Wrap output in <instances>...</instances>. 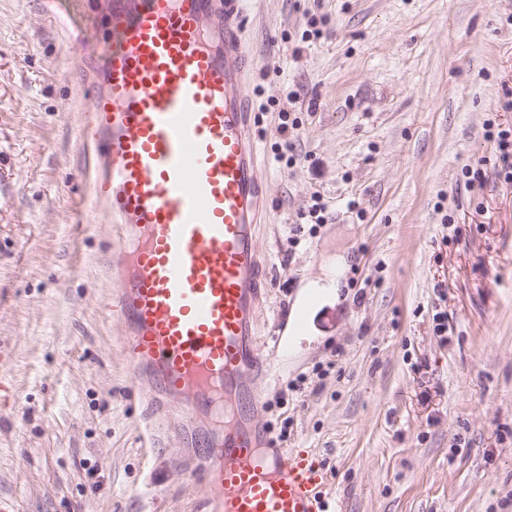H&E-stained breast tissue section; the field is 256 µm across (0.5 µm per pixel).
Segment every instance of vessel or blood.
<instances>
[{"label":"vessel or blood","instance_id":"1","mask_svg":"<svg viewBox=\"0 0 512 512\" xmlns=\"http://www.w3.org/2000/svg\"><path fill=\"white\" fill-rule=\"evenodd\" d=\"M247 0H112L81 139L91 214L117 238L111 307L136 386L207 449L192 512H325L326 471L254 422L267 288L258 149L241 91Z\"/></svg>","mask_w":512,"mask_h":512}]
</instances>
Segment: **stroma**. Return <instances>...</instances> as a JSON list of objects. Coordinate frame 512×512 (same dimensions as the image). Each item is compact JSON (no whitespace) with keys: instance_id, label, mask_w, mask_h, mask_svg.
<instances>
[{"instance_id":"35a3bbf8","label":"stroma","mask_w":512,"mask_h":512,"mask_svg":"<svg viewBox=\"0 0 512 512\" xmlns=\"http://www.w3.org/2000/svg\"><path fill=\"white\" fill-rule=\"evenodd\" d=\"M111 9L0 0V500L16 512H190L203 490L183 474L200 449L171 432L142 446L156 407L109 308L110 227L77 221L90 63L66 47ZM510 14L512 0L247 5L261 336L339 278L258 422L328 472L327 512H512V183H462L490 153L484 121L512 124ZM284 110L301 122L291 168L275 158ZM491 162L490 157L484 156L479 161L472 165H467L462 170V176L464 178V185L467 189L471 190L475 187L482 189L486 182L485 166Z\"/></svg>"}]
</instances>
